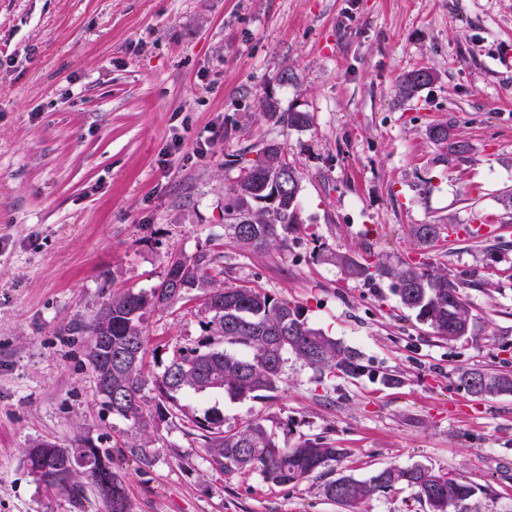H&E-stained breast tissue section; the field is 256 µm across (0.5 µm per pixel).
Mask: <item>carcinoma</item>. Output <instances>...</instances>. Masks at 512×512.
<instances>
[{
	"label": "carcinoma",
	"mask_w": 512,
	"mask_h": 512,
	"mask_svg": "<svg viewBox=\"0 0 512 512\" xmlns=\"http://www.w3.org/2000/svg\"><path fill=\"white\" fill-rule=\"evenodd\" d=\"M418 70L403 75L399 83L401 96L411 98L422 84L413 80ZM261 112L270 120L288 128H305L312 122L308 112L279 111L276 103L265 99ZM446 123L431 125L427 136L446 146L452 155H463L468 145L450 140ZM301 176L288 161L284 147L266 143L256 151V158L243 167L238 179L230 186L229 201L224 205V223L233 243L240 249L281 247L288 232L298 224ZM437 224H418L414 235L421 244L436 240ZM329 260L343 268L347 276L365 283L387 280L402 306L416 313V318L428 324L433 333L450 341L473 334L474 319L464 287L472 279L450 276L446 271L428 268L421 263L400 261L396 264L377 262L365 264L355 257L334 253ZM212 258L206 252L167 264L159 284L148 291L127 290L112 297V355L134 346L139 357L133 364L112 367V390L115 402L112 412L132 422L136 439L127 445L135 460L146 464L144 448L146 434L160 428L183 411L180 398L188 393L221 390L232 399L255 397L260 392H275L283 382V363L287 353L293 354L313 370L350 378L371 373L363 363L362 354L344 345L320 328L309 323L303 310L286 300L275 299L255 288L222 287L210 273ZM189 285L178 300L165 294L172 279ZM205 291L203 306L208 314L205 323L209 338L194 349L179 351L163 371L151 379L144 375L143 357L146 337L144 315L149 310L165 309L177 304L188 289ZM230 344L240 353L221 347ZM460 386L469 394L487 398L512 393V373L467 369L458 377ZM154 391V404L143 411L144 391ZM200 432L203 448L213 469L224 475L257 472L263 481L276 486H295L314 475L334 471L336 463L347 454L344 448L323 437L306 438L293 444L279 439L277 433L260 419L248 422L242 429L226 431L216 413L192 421ZM63 449L43 442L26 451L25 460L33 473L48 466L66 463ZM94 461L105 460L109 472L101 477L85 470L69 473L63 489L70 493L77 486L70 484L82 476L97 493L104 483L112 485V502L105 503L106 512H128L125 487L114 467L110 451L92 450ZM399 485L414 491L415 498L424 502L430 512H448V507L464 508L475 494L474 487L451 473L429 468L392 466L375 471L364 480L341 475L324 485V494L331 501L359 512V506L374 496Z\"/></svg>",
	"instance_id": "carcinoma-1"
}]
</instances>
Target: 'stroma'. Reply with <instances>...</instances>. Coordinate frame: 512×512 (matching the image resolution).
<instances>
[{
	"mask_svg": "<svg viewBox=\"0 0 512 512\" xmlns=\"http://www.w3.org/2000/svg\"><path fill=\"white\" fill-rule=\"evenodd\" d=\"M438 78L409 100L402 74ZM307 112L289 128L259 110ZM468 144L449 155L427 126ZM180 149H172L173 138ZM302 174L299 224L278 249L236 247L225 194L264 143ZM512 0H0V512H104L43 485L26 449L112 451L129 512H346L326 476L280 487L210 466L191 420L263 419L347 449L358 479L421 465L471 483L464 512H512V394L471 396L461 370L512 371ZM483 238L419 224H472ZM200 251L227 286L259 288L357 349L375 377L322 375L286 355L279 389L184 396L185 412L126 451L133 429L96 390L88 325L114 293L149 290ZM415 259L467 274L474 333L433 335L389 282L328 259ZM199 290L147 312L146 373L205 335ZM401 383L383 386L378 373Z\"/></svg>",
	"mask_w": 512,
	"mask_h": 512,
	"instance_id": "35a3bbf8",
	"label": "stroma"
}]
</instances>
